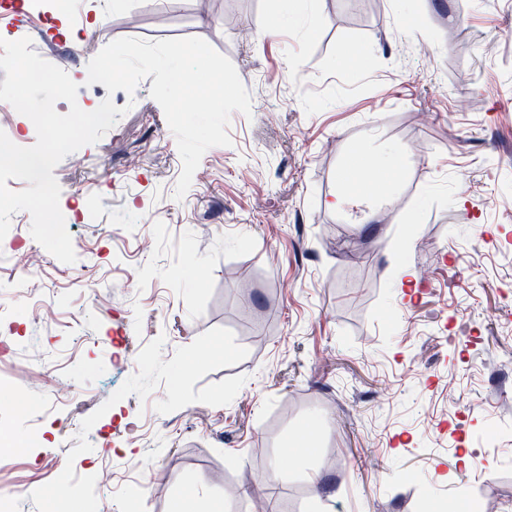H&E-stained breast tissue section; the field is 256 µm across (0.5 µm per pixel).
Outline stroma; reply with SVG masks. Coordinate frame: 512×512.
<instances>
[{
	"instance_id": "stroma-1",
	"label": "stroma",
	"mask_w": 512,
	"mask_h": 512,
	"mask_svg": "<svg viewBox=\"0 0 512 512\" xmlns=\"http://www.w3.org/2000/svg\"><path fill=\"white\" fill-rule=\"evenodd\" d=\"M30 38L120 120L53 170L77 260L0 240V496L14 512H512V0H82ZM125 37H197L251 96L183 198L151 80L87 81ZM392 150L369 219L333 207ZM421 284L403 288L396 268ZM39 403L41 445L15 408ZM312 429L313 453L272 470ZM467 465H460L461 453ZM373 173L383 175L384 185L391 192L397 183V171L390 162L379 161L376 159H362L356 165L354 172L348 179H344V191L341 196L336 197L333 206H342L349 197L355 206L361 207L368 203L370 198V182Z\"/></svg>"
}]
</instances>
